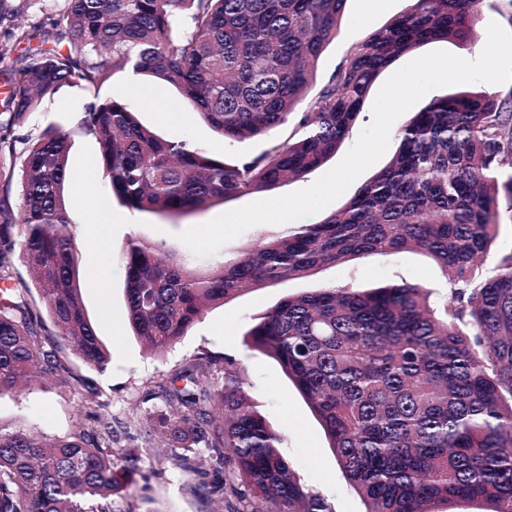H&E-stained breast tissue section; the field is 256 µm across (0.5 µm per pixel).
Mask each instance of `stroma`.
I'll return each instance as SVG.
<instances>
[{
	"label": "stroma",
	"mask_w": 512,
	"mask_h": 512,
	"mask_svg": "<svg viewBox=\"0 0 512 512\" xmlns=\"http://www.w3.org/2000/svg\"><path fill=\"white\" fill-rule=\"evenodd\" d=\"M409 6V0H347L338 34L318 60L314 88L327 83L338 64L370 32L384 27ZM492 22L512 31V7L506 0H484L477 22L478 36L473 42L462 45L439 41L424 45L423 50L428 53L439 49L465 59L476 58L485 46L487 26ZM96 96L126 101L133 105L139 120L155 127L159 134L189 139L218 157L253 156L268 146L264 137L243 142L224 139L200 117L190 115L180 91L166 81L149 74L117 73L96 93L80 87L61 90L52 103L30 113L20 126L10 124L8 113L0 111V168L13 173L9 188H0V203L19 210L24 152L28 141L46 129L69 134L72 144L69 165L74 172L90 170L99 153V144L95 137L82 133L77 122L80 112ZM160 102L170 105L169 118H161L157 112L156 105ZM108 184L103 171H96L94 196L112 214L107 253L112 259L113 275L108 290L86 287L82 298L101 341L111 352V361L100 371L86 366L78 357H71V368L86 380L82 387L42 378L0 394V431H31L63 437L87 423L85 409L91 402L101 403L117 436V447L136 448L141 454L138 474L122 495L112 501L114 512H213L214 502L196 491L192 476L176 467L156 440L148 438L141 420L143 399L163 376L189 361L212 358L218 366L237 369L258 409L273 428L283 432L281 452L299 482L324 497L334 512H366L364 500L341 471L318 418L279 363L248 346L246 333L255 319L281 298L319 286L372 288L411 282L428 288L432 300L444 299L448 288L439 267L418 251L391 256L367 253L339 266L322 268L308 278L251 288L226 300L225 304L209 307L174 346L154 356L143 349L127 323L121 256L131 237L175 245L193 268L203 271L213 258H237L253 241L281 234L285 227L255 226L225 244L216 257H200L179 243L177 234L242 207V200L215 205L174 223L154 214L129 211L110 195Z\"/></svg>",
	"instance_id": "1"
}]
</instances>
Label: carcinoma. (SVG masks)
<instances>
[{
	"label": "carcinoma",
	"instance_id": "1",
	"mask_svg": "<svg viewBox=\"0 0 512 512\" xmlns=\"http://www.w3.org/2000/svg\"><path fill=\"white\" fill-rule=\"evenodd\" d=\"M347 0H0V35L39 38L8 68L4 108L21 126L63 87H98L117 72L176 85L226 139L268 137L256 156L215 158L164 138L116 99L78 124L100 146L112 196L137 212L179 218L307 174L336 154L377 76L440 40L472 41L482 0H409L311 92L318 59ZM68 41L62 51L58 44ZM54 47L47 48L45 44ZM304 111L297 112L298 105ZM294 123L289 134L278 130ZM387 165L340 209L259 239L201 273L163 241L132 237L123 254L129 325L152 351L174 345L210 304L257 286L302 279L364 253L427 252L446 277L434 311L426 289L323 286L288 295L252 325L248 345L277 360L321 420L339 466L367 512H434L480 499L512 512V250L482 261L512 224V92L436 97L396 134ZM70 136L29 141L18 212L0 208V282L15 252L31 265L65 345L89 367L110 355L84 311L80 268L94 256L69 231L76 186ZM22 228L20 240L11 229ZM27 297L0 290V393L24 378L75 385L63 346L43 335ZM164 408L142 411L195 487L226 512H333L297 480L234 369L214 377L189 363L158 384ZM66 437L0 433V512H112L140 454L114 447L112 425Z\"/></svg>",
	"mask_w": 512,
	"mask_h": 512
}]
</instances>
